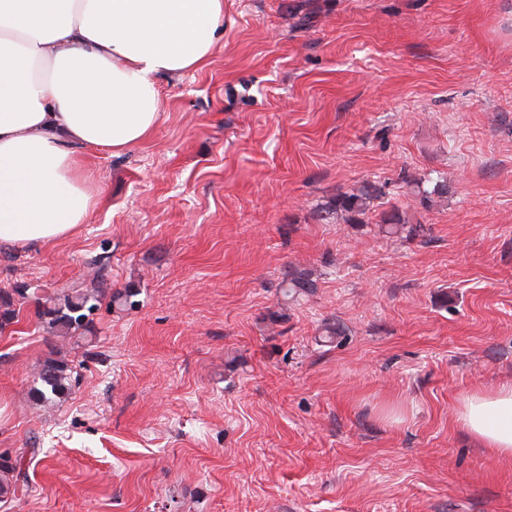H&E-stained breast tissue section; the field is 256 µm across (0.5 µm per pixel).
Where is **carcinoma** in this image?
Returning a JSON list of instances; mask_svg holds the SVG:
<instances>
[{
  "label": "carcinoma",
  "instance_id": "carcinoma-1",
  "mask_svg": "<svg viewBox=\"0 0 512 512\" xmlns=\"http://www.w3.org/2000/svg\"><path fill=\"white\" fill-rule=\"evenodd\" d=\"M384 186L376 182H364L350 192L340 195L324 210L322 220L344 221L358 224L373 208L382 205ZM389 234L407 233L409 237H422L425 225L412 221L397 210H392L384 220ZM92 288L84 284L59 289L51 294H41L30 288L0 289V333H4L18 318L17 307L32 304L35 316L51 332L70 334L90 331L92 315L98 309L107 289L103 280L95 275ZM285 299L294 302L316 288L311 273L306 268L288 267L282 272L280 284ZM78 371L73 361L62 356L48 357L39 363L37 378L41 387L33 390L34 399L40 403H52L65 395L77 382ZM28 476L23 468V456L11 457L0 454V503L9 504L27 486Z\"/></svg>",
  "mask_w": 512,
  "mask_h": 512
}]
</instances>
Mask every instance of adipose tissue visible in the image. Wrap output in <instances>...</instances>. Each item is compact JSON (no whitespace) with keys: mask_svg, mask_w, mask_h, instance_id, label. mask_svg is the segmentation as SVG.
Segmentation results:
<instances>
[{"mask_svg":"<svg viewBox=\"0 0 512 512\" xmlns=\"http://www.w3.org/2000/svg\"><path fill=\"white\" fill-rule=\"evenodd\" d=\"M224 0H0V246L48 244L86 223V151L118 153L161 118L160 74L201 69ZM457 420L512 456V385L467 395Z\"/></svg>","mask_w":512,"mask_h":512,"instance_id":"1","label":"adipose tissue"}]
</instances>
